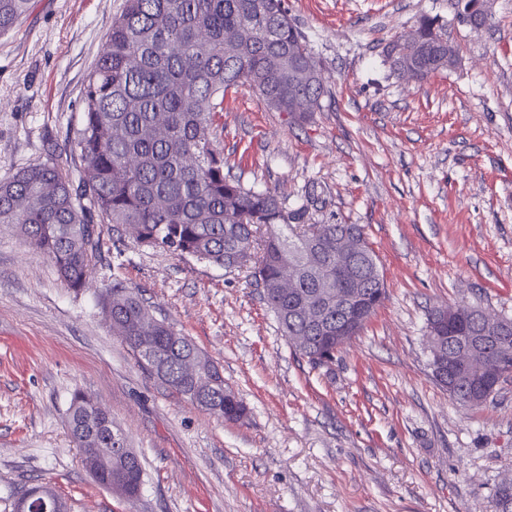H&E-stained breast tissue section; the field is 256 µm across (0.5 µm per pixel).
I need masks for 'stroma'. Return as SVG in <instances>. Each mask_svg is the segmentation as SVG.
Returning a JSON list of instances; mask_svg holds the SVG:
<instances>
[{
  "instance_id": "obj_1",
  "label": "stroma",
  "mask_w": 512,
  "mask_h": 512,
  "mask_svg": "<svg viewBox=\"0 0 512 512\" xmlns=\"http://www.w3.org/2000/svg\"><path fill=\"white\" fill-rule=\"evenodd\" d=\"M125 0H30L0 36V179L54 158L80 170L83 94ZM320 58L321 108L304 123L230 89L211 140L224 172L358 224L387 296L314 369L282 336L247 272L135 245L102 225L92 279L73 291L13 224H0V512L48 483L70 512H492L512 478V378L478 407L429 367L434 309L512 318V0L475 32L455 0H286ZM448 24L457 64L424 80L387 48L422 16ZM192 338L244 402L209 415L137 363L100 302L113 279ZM112 415L142 461L131 503L98 485L71 442L74 391Z\"/></svg>"
}]
</instances>
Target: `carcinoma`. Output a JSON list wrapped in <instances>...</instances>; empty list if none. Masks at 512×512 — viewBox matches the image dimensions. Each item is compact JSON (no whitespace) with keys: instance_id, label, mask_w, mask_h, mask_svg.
<instances>
[{"instance_id":"obj_1","label":"carcinoma","mask_w":512,"mask_h":512,"mask_svg":"<svg viewBox=\"0 0 512 512\" xmlns=\"http://www.w3.org/2000/svg\"><path fill=\"white\" fill-rule=\"evenodd\" d=\"M29 2L0 0V35L13 28ZM487 2L457 0L458 21L481 12ZM243 26L252 30L251 39L227 52L228 36ZM414 31L417 43L400 45L403 55L393 72L409 64L424 79L455 66L459 52L447 23L423 16ZM290 55L315 73L308 92L320 109L322 62L288 17L284 0H126L87 83L77 136L83 174L76 178L52 159L1 179L0 223L17 225L74 290L94 270L102 224L125 225L136 244L180 258L249 267L294 351L314 368L328 365L336 337L310 327L307 309L325 307L336 328V244L356 236L363 245L348 258L368 314H374L386 296L377 255L357 224H309L286 234L302 213L288 211L268 190L226 178L224 156L210 139L224 94L240 84L289 121L309 119L288 83ZM103 309L143 367H152L148 352L157 354L166 385L178 395L227 421L245 419L246 406L224 387L218 367L189 337L154 318L135 289L113 282ZM469 310L447 309L445 339L428 345L429 366L450 397L478 406L488 398L480 378L512 377V318L474 317ZM69 429L81 450L112 449L115 495L140 493L141 460L132 448L117 450L123 433L106 409L74 392ZM492 499L494 512H512V481L499 483Z\"/></svg>"}]
</instances>
